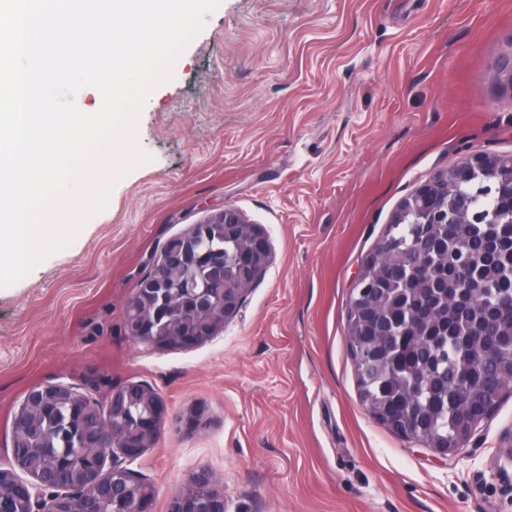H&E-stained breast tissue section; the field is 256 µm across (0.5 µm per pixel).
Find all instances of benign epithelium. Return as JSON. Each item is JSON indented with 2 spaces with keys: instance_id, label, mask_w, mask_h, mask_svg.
<instances>
[{
  "instance_id": "1",
  "label": "benign epithelium",
  "mask_w": 512,
  "mask_h": 512,
  "mask_svg": "<svg viewBox=\"0 0 512 512\" xmlns=\"http://www.w3.org/2000/svg\"><path fill=\"white\" fill-rule=\"evenodd\" d=\"M460 168L470 174L495 170L512 178V156H492L483 152L473 153L462 161ZM419 224H449L448 176L439 172L420 185L400 202L389 223L403 224L407 217ZM220 226L224 240L242 239V243L222 257L209 250L194 254L186 248L171 250L163 246L153 266L152 282L165 287L178 276L188 280L186 298L196 302L193 311L182 310L180 320L170 317L168 309L155 302L147 303L138 312V301L127 307L126 335L142 344L156 348H190L202 344L224 329V323L239 311L246 290L255 282L271 260V246L267 234L257 225L249 223L231 206L217 212L202 224H196L185 233L184 242L208 237L207 229ZM224 263L232 271L233 287L223 290L220 298L210 299V283L204 271ZM375 263V256H368L354 281L357 296L354 314H359L369 293L371 280L368 270ZM69 391L65 384H49L31 388L14 415L18 424L27 423L35 409L43 407L41 401L48 393ZM112 415H124L137 404H146V415L135 419L133 427L125 422L112 421V427L97 425L85 431L89 448H106L102 456L91 454L79 472L70 468H56L55 472L39 476L31 473L24 460L12 456L7 470L0 469V512H11L6 502L27 501L31 512H73L71 504L77 500L82 512H98L97 504L110 499L120 506V512H153L155 495L149 483L137 477L127 464L139 459L156 441L168 419L169 411L163 398L154 389L139 383H129L112 389L109 395ZM206 408L194 403L176 418L177 428L192 432L207 423ZM111 465H106L107 460ZM168 512H227L224 494L214 488L209 471L201 469L193 474L189 488L171 497Z\"/></svg>"
}]
</instances>
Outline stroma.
<instances>
[{"mask_svg": "<svg viewBox=\"0 0 512 512\" xmlns=\"http://www.w3.org/2000/svg\"><path fill=\"white\" fill-rule=\"evenodd\" d=\"M512 0H221L148 97L151 160L67 249L0 288V467L41 384L106 401L152 386L170 414L133 463L153 512L200 469L227 512H512V396L442 456L361 404L352 284L406 195L476 152L512 154ZM232 206L272 258L190 349L133 341L126 304L162 246ZM69 389V386L60 383L31 388L26 394L23 403L16 411L13 419H16L19 425L29 422L32 411L34 409H42L45 402L44 399L47 398L50 391L60 393L69 392ZM40 399H42V401L39 404ZM207 420L205 406L200 403H194L185 408L174 421L180 430L192 432L205 425Z\"/></svg>", "mask_w": 512, "mask_h": 512, "instance_id": "stroma-1", "label": "stroma"}]
</instances>
